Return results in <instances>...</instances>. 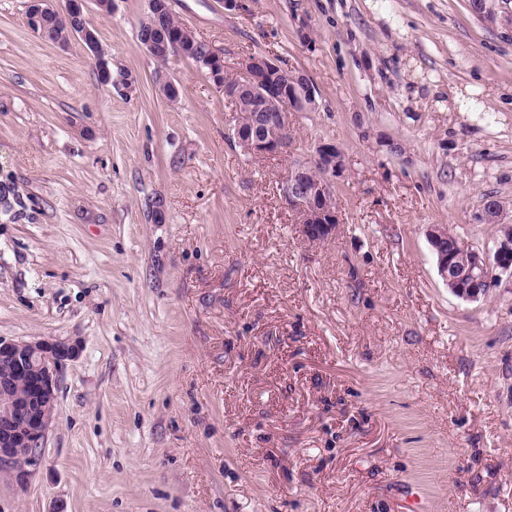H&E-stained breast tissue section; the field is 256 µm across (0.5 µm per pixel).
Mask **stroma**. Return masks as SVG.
Wrapping results in <instances>:
<instances>
[{
	"label": "stroma",
	"mask_w": 512,
	"mask_h": 512,
	"mask_svg": "<svg viewBox=\"0 0 512 512\" xmlns=\"http://www.w3.org/2000/svg\"><path fill=\"white\" fill-rule=\"evenodd\" d=\"M28 2L0 0V339L81 350L0 512H512V280L455 296L425 235L493 252L491 198L512 224V31L469 0H171L227 78L261 55L315 85L255 158L205 72L141 47L148 0H87L109 90ZM468 85L481 111H450ZM323 140L313 243L280 188ZM314 165L320 168V178L310 173ZM343 169L342 152L333 142L323 141L312 148L308 161L294 163L288 170L281 185L282 197L298 214L302 235L309 240L324 241L336 234L339 216L332 195Z\"/></svg>",
	"instance_id": "obj_1"
}]
</instances>
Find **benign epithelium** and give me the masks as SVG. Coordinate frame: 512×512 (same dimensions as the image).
<instances>
[{
  "mask_svg": "<svg viewBox=\"0 0 512 512\" xmlns=\"http://www.w3.org/2000/svg\"><path fill=\"white\" fill-rule=\"evenodd\" d=\"M48 11L66 28L68 39L77 38L83 43L94 61L100 84L112 88L109 60L102 51L97 29L87 23L86 0H63L59 7L52 0H29L28 20L33 29L41 27ZM171 47H178V43L166 34L151 37L143 44L149 53L166 52ZM212 61L211 80L224 90L227 99L234 102L242 97L252 102L251 111L237 112L232 117L229 139L252 156L288 155L292 116L317 107L316 90L310 79L265 57L251 56L239 63L243 79L228 89L223 82L221 53H213ZM271 98L283 101L282 111L265 110V102ZM343 169L342 152L336 144L323 141L312 148L308 160L289 168L281 185L286 205L299 216L302 235L312 241H324L336 234L339 216L331 198ZM503 209L502 202L493 199L484 206L481 216L484 223L499 225V239L491 257L460 244L458 259L455 253L448 252V228L443 224L427 225L438 271L454 295L476 301L499 285L501 275L512 278V225L500 223ZM79 353V343L66 339H0V469L20 489L29 483L31 467L39 461L40 449L55 417L59 372Z\"/></svg>",
  "mask_w": 512,
  "mask_h": 512,
  "instance_id": "7a95c632",
  "label": "benign epithelium"
}]
</instances>
